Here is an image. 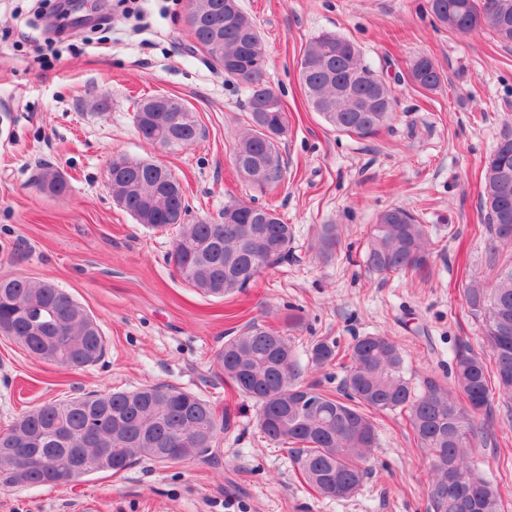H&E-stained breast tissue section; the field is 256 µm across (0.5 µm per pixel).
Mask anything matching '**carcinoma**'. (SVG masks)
Returning a JSON list of instances; mask_svg holds the SVG:
<instances>
[{
  "label": "carcinoma",
  "instance_id": "cac0c4a2",
  "mask_svg": "<svg viewBox=\"0 0 512 512\" xmlns=\"http://www.w3.org/2000/svg\"><path fill=\"white\" fill-rule=\"evenodd\" d=\"M204 14L189 31L195 46L206 51L224 74L248 92L247 128L238 136L232 159L237 174L256 186L282 176L279 144L288 135V115L265 79L262 33L239 0H193ZM431 14L443 26L448 16L461 20L460 31L487 29L502 44H512V0H429ZM308 105L338 131L371 134L392 117L393 91L365 63L357 45L332 32L311 38L297 63ZM406 79L423 92L441 87L442 71L428 56L412 59ZM149 111L147 143L167 144L176 152L199 138V124L180 99L155 95L140 101ZM124 165L125 183H112V198L136 223L174 231L168 255L178 276L190 287L213 297L240 292L259 274L288 260L293 228L272 208L232 202L223 221L184 223L188 205L181 182L171 168L150 159L113 156ZM512 127H505L487 157L483 173L485 223L490 255L512 247ZM40 188L53 195L67 189L59 171L47 167ZM339 244L337 225L316 230L312 248L325 260ZM434 242L426 225L404 208L382 211L372 225L362 256L365 269L378 275L411 273L427 267ZM467 308L482 329L486 351L455 354L454 387L428 378L415 389L406 378L405 358L388 336L357 337L343 347L325 337L308 348L317 368L337 357L349 358L338 395L299 382L301 365L293 337L269 327L249 325L224 342L217 365L224 381L259 406L264 437L292 446V460L306 484L325 497L349 498L361 485L363 462L375 444L373 414L402 412L414 438L431 454L427 496L430 512H501L497 483L478 467L474 426L487 409L493 391L512 401V255L499 265L494 279H472L462 289ZM0 336L39 359L64 370L95 364L106 348L96 319L54 283L0 275ZM231 425L219 421L213 406L198 394L172 386L130 391L86 393L35 406L0 430V486L55 487L68 483L61 472L75 452L82 453L84 473L121 472L138 460L178 463L209 454L218 435ZM176 431L183 443L167 459H158L147 442ZM95 434L89 444L85 436ZM39 442L38 462L20 474L14 457Z\"/></svg>",
  "mask_w": 512,
  "mask_h": 512
}]
</instances>
